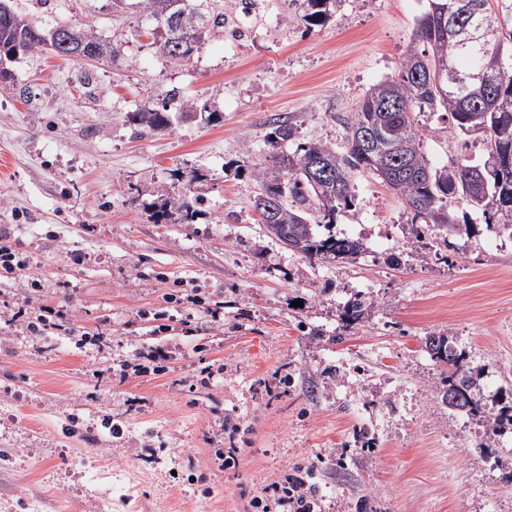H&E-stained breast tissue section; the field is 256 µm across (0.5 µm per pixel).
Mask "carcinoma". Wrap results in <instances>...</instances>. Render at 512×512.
<instances>
[{
	"label": "carcinoma",
	"mask_w": 512,
	"mask_h": 512,
	"mask_svg": "<svg viewBox=\"0 0 512 512\" xmlns=\"http://www.w3.org/2000/svg\"><path fill=\"white\" fill-rule=\"evenodd\" d=\"M306 10L297 22L306 29L324 25L336 12L339 0H305ZM475 18L460 14V0H427L416 22V41L401 60L398 74L370 87L352 119L347 123V145L340 152L322 141L297 145L293 156H274L273 163L255 172L260 193L254 208L261 224L278 227L274 237L282 244L293 243V252L309 260L354 263L364 252L357 239L329 234L321 237L315 227L336 224L343 210L355 205L353 175L357 171L375 174L401 196L411 223L425 225L448 236H472L473 226L460 223L448 208L454 198L482 211L485 224L512 225V32L503 33L501 18L512 14V0H467ZM135 5L161 30L158 50L177 63L191 60L203 41L224 30V13L215 0H135ZM490 11L494 32L474 42L463 43L476 19ZM43 23L12 11L0 21V57L10 60L24 51L32 32L43 31ZM64 42L74 49L94 42L103 44L108 55L116 56L111 43L76 25L63 26ZM68 48V49H70ZM68 49L55 54L65 56ZM448 62L474 84H456L437 76L439 64ZM448 114L462 134H479L487 148L478 164L457 160L450 167L432 166L423 150L418 115L424 111ZM170 104L160 110L126 113L135 130H160L169 125ZM268 142L291 141L297 131L291 123H271ZM324 161L331 176L313 181L307 167ZM188 179L173 199H165L156 212V222L186 224L196 212L198 197ZM370 303L355 297L343 307L346 325L360 321ZM425 348L435 362L448 367L444 385L461 403L448 405L454 411L470 405L465 414L492 421L493 426L512 427V400L498 399L493 408L484 401L479 374L469 366L465 351L448 344L446 336H428Z\"/></svg>",
	"instance_id": "cac0c4a2"
}]
</instances>
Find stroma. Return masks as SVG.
<instances>
[{"label": "stroma", "mask_w": 512, "mask_h": 512, "mask_svg": "<svg viewBox=\"0 0 512 512\" xmlns=\"http://www.w3.org/2000/svg\"><path fill=\"white\" fill-rule=\"evenodd\" d=\"M260 3L250 40L207 39L180 64L141 9L27 0L35 19L93 29L120 54H22L0 87V228L27 261L0 281V512H100L107 492L112 512L131 498L137 512H262L295 467L317 512H512V459L493 465L497 442L468 439L473 420L442 403L445 373L423 344L448 336L486 398L512 394V247L452 200L474 233L440 259L403 239L408 212L367 172L334 232L384 234L352 264L288 251L253 208L255 169L296 150L267 144L270 121L343 145L366 91L397 74L426 0H339L310 31L294 21L303 0ZM175 92L220 120L134 135L126 113ZM419 127L434 166L486 153L445 113ZM194 173V220L154 223ZM357 295L370 308L349 328L341 312ZM41 305L69 329L32 335L25 314ZM77 330L100 343L78 346ZM150 352L159 370L120 378Z\"/></svg>", "instance_id": "stroma-1"}]
</instances>
